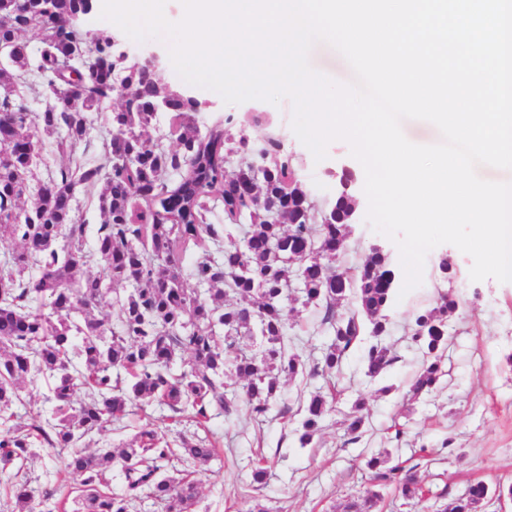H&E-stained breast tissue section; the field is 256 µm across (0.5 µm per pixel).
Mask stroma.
<instances>
[{
	"instance_id": "obj_1",
	"label": "stroma",
	"mask_w": 512,
	"mask_h": 512,
	"mask_svg": "<svg viewBox=\"0 0 512 512\" xmlns=\"http://www.w3.org/2000/svg\"><path fill=\"white\" fill-rule=\"evenodd\" d=\"M119 40L131 58L158 55L156 79L161 85L183 87L165 39L136 41L123 34ZM191 92L208 104L197 115L199 130L232 112L239 129L252 141L279 135L284 148L299 158L302 178L317 200H328L336 191L326 169L360 166L349 145L341 140L328 145L323 160H315L292 128L290 99L275 104L252 99L230 105L215 91L195 86ZM121 103V96L113 95L100 112L91 114L90 137L76 148V157L103 161L108 118ZM389 243L366 218H358L332 264L339 271L354 270L370 246ZM443 259L449 266L444 274L438 269ZM472 264L469 255L451 244L428 252L421 284L396 299L388 312L387 332L380 341L389 348L393 362L376 379L365 374L363 353L373 341L367 334L344 356L339 375H311V368L320 362L334 336L321 325L315 309L303 307L289 314L286 350L299 357L304 371L283 378L281 395L262 421L244 414L232 421L221 415L213 417L209 428L221 454L194 474L199 492L195 512H251L258 505L266 512H343L344 505L368 487L365 458L385 448L391 451L393 461L414 468L425 494L406 500L393 489H385L383 512H445L452 496L470 483H511L512 282L471 280ZM442 293L460 303L447 319L448 344L440 353L443 375L433 393L415 397L410 385L424 356L411 341L409 326L416 311L434 307ZM319 391L333 392L332 408L312 444L303 448L298 430L310 397ZM359 398L365 401V425L360 442L352 444L347 435L348 414ZM394 426L402 431L397 441L390 438ZM145 429L164 432L172 441L191 435L195 426L186 419L174 422L165 407L143 411L132 407L99 435L98 445L118 447ZM66 456L65 449L43 448L26 466L32 485L51 492L46 503L50 510L79 484L78 477L64 467ZM261 459L266 462L267 475L257 484L251 471Z\"/></svg>"
}]
</instances>
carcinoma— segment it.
Returning a JSON list of instances; mask_svg holds the SVG:
<instances>
[{
    "label": "carcinoma",
    "instance_id": "cac0c4a2",
    "mask_svg": "<svg viewBox=\"0 0 512 512\" xmlns=\"http://www.w3.org/2000/svg\"><path fill=\"white\" fill-rule=\"evenodd\" d=\"M90 8L89 0H0V45L9 64L0 69V145L11 153L0 159V237L19 243L0 265V421L11 423L0 439V462L22 463L39 447L68 448L66 469L80 477L77 512H130L144 497L165 512H192L195 467L215 458L217 440L184 438L177 453L149 430L114 452L91 449L94 437L133 403L190 410L203 428L215 412L227 419L242 411L264 416L279 396L281 376L303 371L284 345L292 265L299 264L303 305L323 311L321 323L333 330L321 369L330 374L364 330L375 338L386 332L396 288L392 255L370 248L350 280L332 270L325 259L357 217L356 171L341 174L350 188L339 187L320 205L280 141L250 142L232 113L200 133L199 99L161 87L155 75L113 53L109 29L66 24ZM36 26L39 42L24 41L22 34ZM73 74L81 93L61 102L57 89ZM116 89L122 104L110 116L107 164L77 160L49 174L44 190L25 204L34 161L48 148L73 153L90 135L88 113L101 111ZM39 99L45 107L34 114ZM164 112L182 129L173 150L158 148L149 135ZM79 186L101 187L105 222L91 254L87 225L74 207ZM92 257L112 284L133 287L117 299L116 331L93 314L103 280L88 272ZM194 282L210 286L209 298L197 295ZM351 294L357 310L337 317L336 305ZM229 295L247 304L229 303ZM42 300L47 313L35 307ZM459 307L442 295L416 314L411 339L426 361L412 395L436 388L445 320ZM257 332L259 351L240 345ZM185 354L188 367L174 371ZM392 362L377 342L364 351L371 378ZM32 374L52 380L53 410L43 424H22L13 411ZM228 377L242 382V391H226ZM78 391L84 399L76 403ZM329 409L326 396L310 398L301 447L312 442ZM363 410L364 401L356 400L348 424L353 441ZM365 466L375 486H391L405 499L423 493L416 474L387 453L366 458ZM112 470L124 480L121 494L103 491ZM12 492L13 512H46L52 497L26 478ZM503 496L512 497V484L480 480L454 498L451 512H476L486 499ZM380 501V492L368 489L345 512H378Z\"/></svg>",
    "mask_w": 512,
    "mask_h": 512
}]
</instances>
